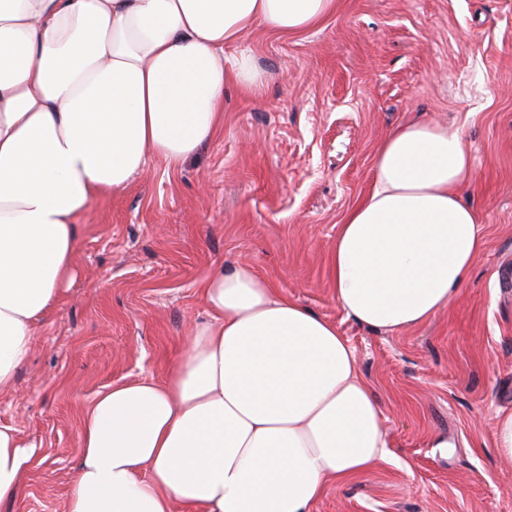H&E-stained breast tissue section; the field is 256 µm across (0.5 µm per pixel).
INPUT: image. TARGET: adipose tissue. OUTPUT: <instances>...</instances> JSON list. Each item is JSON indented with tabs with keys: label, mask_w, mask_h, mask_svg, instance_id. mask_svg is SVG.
<instances>
[{
	"label": "adipose tissue",
	"mask_w": 512,
	"mask_h": 512,
	"mask_svg": "<svg viewBox=\"0 0 512 512\" xmlns=\"http://www.w3.org/2000/svg\"><path fill=\"white\" fill-rule=\"evenodd\" d=\"M338 7L0 0V391L73 278L90 203L211 140L226 86H262L244 33L298 35ZM474 177L458 128L408 123L381 141L330 252L347 317L400 334L447 307L485 247L461 195ZM201 292L209 318L166 381L109 386L87 409L67 512H309L328 481L386 458L382 407L334 323L246 264L213 271ZM27 455L0 425V502Z\"/></svg>",
	"instance_id": "1"
}]
</instances>
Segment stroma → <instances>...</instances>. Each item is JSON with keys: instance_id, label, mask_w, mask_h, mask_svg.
I'll return each instance as SVG.
<instances>
[{"instance_id": "1", "label": "stroma", "mask_w": 512, "mask_h": 512, "mask_svg": "<svg viewBox=\"0 0 512 512\" xmlns=\"http://www.w3.org/2000/svg\"><path fill=\"white\" fill-rule=\"evenodd\" d=\"M242 47L262 91L225 88L215 138L80 217L75 275L0 392V425L30 454L0 512H66L84 411L108 386L163 379L208 318L201 282L238 263L336 324L384 411L388 458L328 482L310 512H512L493 421L512 407V0H339L317 28L259 27ZM412 120L461 129L487 245L448 307L391 335L337 306L329 257L377 145Z\"/></svg>"}]
</instances>
